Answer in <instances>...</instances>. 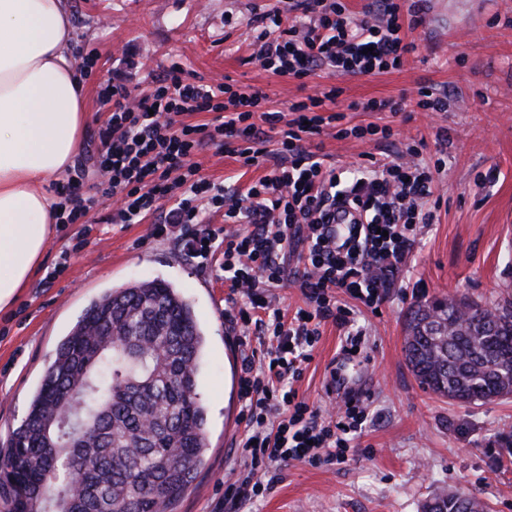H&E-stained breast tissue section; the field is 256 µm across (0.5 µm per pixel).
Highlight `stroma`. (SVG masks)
<instances>
[{
    "label": "stroma",
    "mask_w": 512,
    "mask_h": 512,
    "mask_svg": "<svg viewBox=\"0 0 512 512\" xmlns=\"http://www.w3.org/2000/svg\"><path fill=\"white\" fill-rule=\"evenodd\" d=\"M66 39L75 62L93 56L83 80L88 127L70 166L95 199L86 224H57L44 259L12 308L0 312V456L27 414L55 350L91 300L131 282L161 278L192 303L207 345L198 392L207 448L193 484L169 512H420L436 492L464 491L489 512H512V455L497 437L512 432V398L459 405L423 389L404 353L405 316L418 302L466 298L512 301V0H424L426 23L408 31L417 49L402 66L362 77L317 72L306 82L273 74L252 60L256 19L278 0H67ZM181 65L203 84L231 80L263 89L269 109L287 111L305 86L335 85L347 103L341 120L313 141L327 164L368 165L423 142L426 163L442 161L432 224L376 309H362L370 342L346 364L370 404L357 448L345 462L291 461L270 472L274 487L257 502L230 506L224 481L242 433L241 403L225 351L235 333L224 319L228 290L217 268H199L173 244L148 236V223L111 224L112 200L98 195L104 88L120 79L147 87L149 74ZM447 93L438 116L415 111L351 110L354 102L395 99L419 86ZM390 126L395 135L355 137L349 130ZM447 130V144L437 139ZM204 176L239 190L269 173L245 167L208 145L194 157ZM57 279L46 274L56 264ZM300 395L325 399L323 381L339 358L340 332L322 324Z\"/></svg>",
    "instance_id": "obj_1"
}]
</instances>
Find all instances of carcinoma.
Returning <instances> with one entry per match:
<instances>
[{"instance_id":"carcinoma-1","label":"carcinoma","mask_w":512,"mask_h":512,"mask_svg":"<svg viewBox=\"0 0 512 512\" xmlns=\"http://www.w3.org/2000/svg\"><path fill=\"white\" fill-rule=\"evenodd\" d=\"M406 360L451 401L493 400L512 386V306L467 299L414 305ZM204 332L162 279L92 300L57 348L0 464L11 512H168L195 479L206 443L197 392ZM431 512H485L478 498L433 496Z\"/></svg>"}]
</instances>
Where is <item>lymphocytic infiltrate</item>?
Returning <instances> with one entry per match:
<instances>
[{
	"mask_svg": "<svg viewBox=\"0 0 512 512\" xmlns=\"http://www.w3.org/2000/svg\"><path fill=\"white\" fill-rule=\"evenodd\" d=\"M257 20L252 59L274 74L304 80L316 71L367 76L402 65L414 51L404 28L424 22L419 0H371L355 15L344 0H281ZM150 92L107 85L112 113L99 132V168L113 199V224H138L160 214L150 235L173 240L198 266L218 264L229 289L226 319L238 328L239 397L244 424L238 442L243 475L224 483V499L241 503L264 496L278 464L345 460L363 432L369 409L361 392L336 379L325 384L330 402L310 404L296 388L313 357L320 326L342 334L343 355L359 354L365 330L358 306L377 305L399 266L415 247L432 212L434 175L418 162L382 159L368 167L334 168L316 152L313 136L336 121L342 90L316 89L291 103L283 121L268 110V93H246L227 82L187 81L174 66L156 76ZM186 112H210L211 123L181 122ZM276 138H269V131ZM273 149H265V142ZM226 149L252 167L271 162L269 174L246 191L205 177L192 158L203 146ZM346 202L364 219L337 241L336 206ZM224 215L223 227L206 225V212ZM294 281L311 310L287 317L274 288ZM352 298L339 303L337 293Z\"/></svg>",
	"mask_w": 512,
	"mask_h": 512,
	"instance_id": "1",
	"label": "lymphocytic infiltrate"
}]
</instances>
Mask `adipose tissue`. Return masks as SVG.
<instances>
[{
	"label": "adipose tissue",
	"instance_id": "1",
	"mask_svg": "<svg viewBox=\"0 0 512 512\" xmlns=\"http://www.w3.org/2000/svg\"><path fill=\"white\" fill-rule=\"evenodd\" d=\"M66 0H0V311L41 265L87 120Z\"/></svg>",
	"mask_w": 512,
	"mask_h": 512
}]
</instances>
